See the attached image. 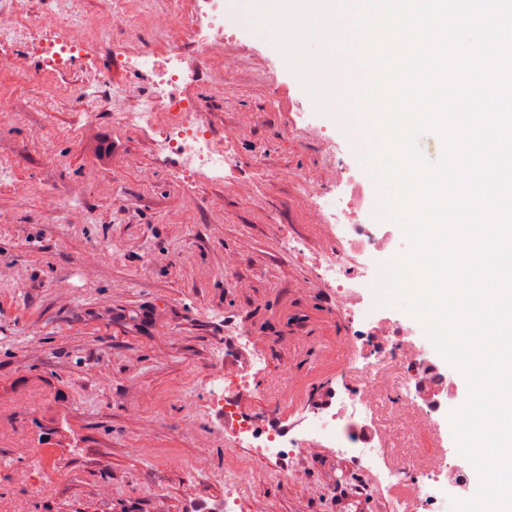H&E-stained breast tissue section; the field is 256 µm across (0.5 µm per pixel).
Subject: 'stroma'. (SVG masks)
<instances>
[{
	"instance_id": "obj_1",
	"label": "stroma",
	"mask_w": 512,
	"mask_h": 512,
	"mask_svg": "<svg viewBox=\"0 0 512 512\" xmlns=\"http://www.w3.org/2000/svg\"><path fill=\"white\" fill-rule=\"evenodd\" d=\"M176 0L164 38L141 21L135 42L120 25L96 56L64 61L44 78L30 55L0 48V512H188L224 494L218 473L252 464L237 512H336L341 498L392 512L387 489L365 486L362 467L318 448L284 473L228 449L207 406L208 379L224 370V346L247 336L266 385L251 408L307 405L323 383L354 386L343 371L350 325L331 287H300L330 252L346 249L336 228L310 223L300 182H329L318 139L299 135L314 103L242 25L230 48L243 69L217 82L220 64L197 56ZM134 49L177 52L194 79L213 131L233 156L221 182L180 172L160 158L151 133L112 122L113 105L88 114L66 93L89 66L109 70L131 98L150 93L147 74L118 58ZM110 136L109 163L96 153ZM22 182L25 197L13 189ZM26 414H17L22 402ZM66 430L58 495L42 501L49 429Z\"/></svg>"
}]
</instances>
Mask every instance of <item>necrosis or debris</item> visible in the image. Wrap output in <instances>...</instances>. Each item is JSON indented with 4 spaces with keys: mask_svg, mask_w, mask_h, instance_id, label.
Here are the masks:
<instances>
[{
    "mask_svg": "<svg viewBox=\"0 0 512 512\" xmlns=\"http://www.w3.org/2000/svg\"><path fill=\"white\" fill-rule=\"evenodd\" d=\"M32 2L8 0L0 6V46L30 45L42 54L43 69H56L62 54L88 51L107 42L112 34L111 26L95 19L73 23L75 0H59L58 12L32 24ZM225 7L224 0H200L187 24L204 56H222L220 77L226 81L235 76L241 60L225 54L234 38L224 23ZM124 63L148 72L156 92L114 113V122L124 128L150 129L155 153L177 156L183 172L211 181L223 180L229 164L224 142L212 134L199 102L183 94L167 93L168 87L189 78L182 57L174 55L160 62L142 50L127 56ZM107 94L120 102L126 90L111 83L105 71L88 69L82 73L77 101L80 110L90 114L99 111ZM301 187L314 223L336 226L349 244L350 254L362 260L359 270L348 275L342 272L347 256L327 255L319 266L322 280L335 285L337 301L356 316L366 345L346 362L347 371L357 383L353 390L337 394L332 405L303 410L295 437L287 438L264 428L233 398V391L250 386L254 375L249 368H242L229 380L211 378L207 399L211 409L222 417L224 440L230 448L250 449L254 458L268 464L293 457L298 450L332 448L365 461L366 474L377 486L392 489L410 482V493L396 499L395 512H450V501L456 496L450 476L458 467L457 454H430L420 480L414 482L408 479L409 467L397 462V436L414 431L419 418L448 416L461 402L449 399L446 378L432 367L433 344L427 337L414 335L416 319L379 302V265L393 258L395 252L374 227L375 208L359 206L342 194L327 197L325 187L310 180L302 181ZM383 405L394 421V431H384L375 420Z\"/></svg>",
    "mask_w": 512,
    "mask_h": 512,
    "instance_id": "necrosis-or-debris-1",
    "label": "necrosis or debris"
}]
</instances>
